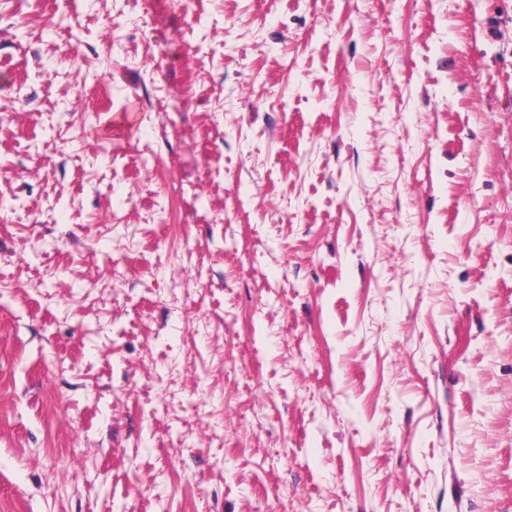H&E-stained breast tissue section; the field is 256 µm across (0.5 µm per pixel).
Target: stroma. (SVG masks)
Masks as SVG:
<instances>
[{
	"label": "stroma",
	"instance_id": "stroma-1",
	"mask_svg": "<svg viewBox=\"0 0 512 512\" xmlns=\"http://www.w3.org/2000/svg\"><path fill=\"white\" fill-rule=\"evenodd\" d=\"M0 512H512V0H0Z\"/></svg>",
	"mask_w": 512,
	"mask_h": 512
}]
</instances>
